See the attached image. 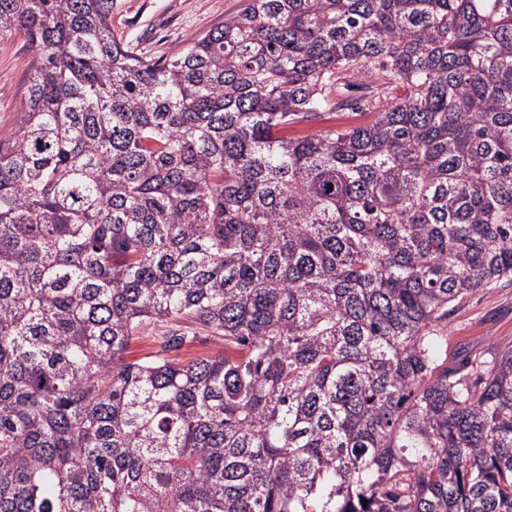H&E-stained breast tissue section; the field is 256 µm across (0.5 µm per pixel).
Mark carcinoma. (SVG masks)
<instances>
[{
    "mask_svg": "<svg viewBox=\"0 0 512 512\" xmlns=\"http://www.w3.org/2000/svg\"><path fill=\"white\" fill-rule=\"evenodd\" d=\"M112 5L0 0L38 54L0 136V512H512V346L448 356L512 283V0H244L161 62ZM354 88L369 123L286 134ZM189 324L224 351L168 358Z\"/></svg>",
    "mask_w": 512,
    "mask_h": 512,
    "instance_id": "cac0c4a2",
    "label": "carcinoma"
}]
</instances>
